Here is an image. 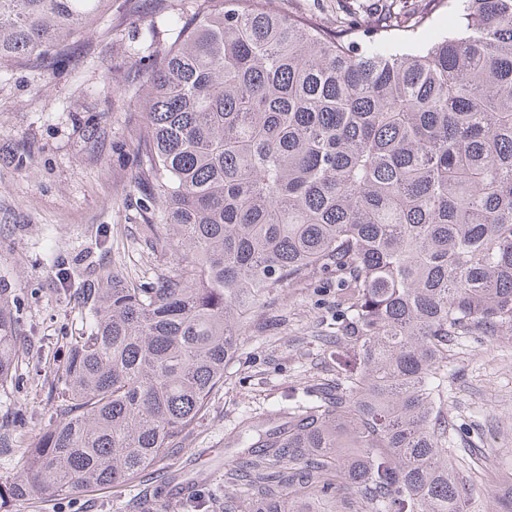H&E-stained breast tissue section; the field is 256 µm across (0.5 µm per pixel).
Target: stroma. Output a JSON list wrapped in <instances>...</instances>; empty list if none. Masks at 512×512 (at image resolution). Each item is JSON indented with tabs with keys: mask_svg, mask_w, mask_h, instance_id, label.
I'll return each mask as SVG.
<instances>
[{
	"mask_svg": "<svg viewBox=\"0 0 512 512\" xmlns=\"http://www.w3.org/2000/svg\"><path fill=\"white\" fill-rule=\"evenodd\" d=\"M284 12L311 14L328 26L337 16L362 23L384 0H280ZM192 0H110L104 20L87 26L71 57L47 68H0V299L17 323L22 361L0 390V488L21 474L23 449L59 420L51 385L74 339L84 335L81 285L114 268L149 276L140 237L144 201L134 184L139 158L131 139L141 105L123 91L134 72L130 44L192 13ZM75 273L58 278L57 257ZM336 312V288H287L242 330L240 353L175 456L150 480L134 479L123 495L97 487L77 495L6 502L0 512H126L142 498L146 512H183L189 493L210 496L223 512L224 470L236 459L227 442L242 419L267 426L288 409L289 394L330 377L321 339ZM449 420L470 425L484 450L486 478L473 498L491 507L495 484L512 476V340L467 337L448 364Z\"/></svg>",
	"mask_w": 512,
	"mask_h": 512,
	"instance_id": "obj_1",
	"label": "stroma"
}]
</instances>
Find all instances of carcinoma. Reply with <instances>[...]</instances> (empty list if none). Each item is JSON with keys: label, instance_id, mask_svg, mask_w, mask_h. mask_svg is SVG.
Listing matches in <instances>:
<instances>
[{"label": "carcinoma", "instance_id": "cac0c4a2", "mask_svg": "<svg viewBox=\"0 0 512 512\" xmlns=\"http://www.w3.org/2000/svg\"><path fill=\"white\" fill-rule=\"evenodd\" d=\"M107 0H0V63L62 56ZM194 0L137 41L135 184L159 270L86 289L59 421L8 497L120 488L170 455L291 284L336 283L332 385L315 383L224 472V512H474L480 448L448 455L459 336L512 335V0H451L448 32ZM0 306V389L19 362ZM492 512H512V481Z\"/></svg>", "mask_w": 512, "mask_h": 512}]
</instances>
